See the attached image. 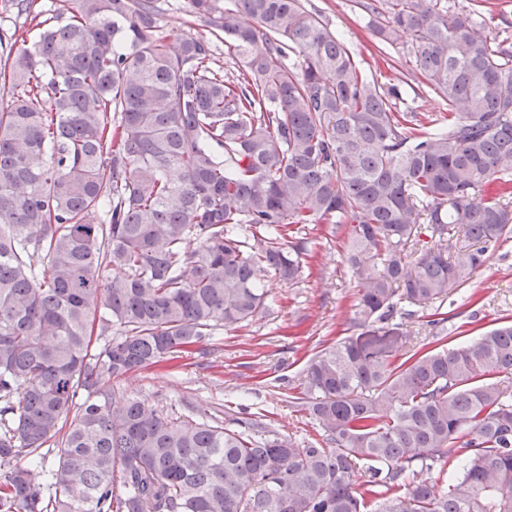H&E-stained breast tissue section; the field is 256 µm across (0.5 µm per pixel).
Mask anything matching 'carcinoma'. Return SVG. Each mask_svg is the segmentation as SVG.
<instances>
[{
    "mask_svg": "<svg viewBox=\"0 0 512 512\" xmlns=\"http://www.w3.org/2000/svg\"><path fill=\"white\" fill-rule=\"evenodd\" d=\"M65 2L0 0L29 21L0 35V512H512V322L450 347L441 311L512 239L488 0H359L434 117L302 0H187L235 72L156 0ZM316 223L351 225L360 329L299 384L320 444L116 391L261 314ZM186 0H157L162 28L173 36L189 32L185 16Z\"/></svg>",
    "mask_w": 512,
    "mask_h": 512,
    "instance_id": "carcinoma-1",
    "label": "carcinoma"
}]
</instances>
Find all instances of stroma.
Instances as JSON below:
<instances>
[{"instance_id":"obj_1","label":"stroma","mask_w":512,"mask_h":512,"mask_svg":"<svg viewBox=\"0 0 512 512\" xmlns=\"http://www.w3.org/2000/svg\"><path fill=\"white\" fill-rule=\"evenodd\" d=\"M337 30L355 58L372 75L388 72L402 49L383 55L379 38L356 0H303ZM310 250L302 281L265 279L270 310L243 327L204 341L201 349L166 365L137 372L118 383L119 391L176 413L184 399L198 410L229 420L251 413L270 430L297 442H316L320 433L308 412L289 403L290 390L306 374L312 356L337 337L355 335V288L343 260L348 226L305 224L299 231ZM448 329L457 342L477 338L480 328L512 318V241L496 252L448 305Z\"/></svg>"}]
</instances>
